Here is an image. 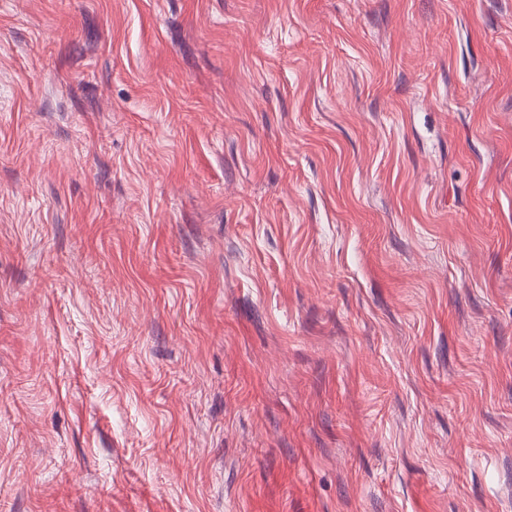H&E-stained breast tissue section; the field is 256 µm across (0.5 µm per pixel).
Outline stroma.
Wrapping results in <instances>:
<instances>
[{"label": "stroma", "instance_id": "stroma-1", "mask_svg": "<svg viewBox=\"0 0 512 512\" xmlns=\"http://www.w3.org/2000/svg\"><path fill=\"white\" fill-rule=\"evenodd\" d=\"M0 512H512V0H0Z\"/></svg>", "mask_w": 512, "mask_h": 512}]
</instances>
